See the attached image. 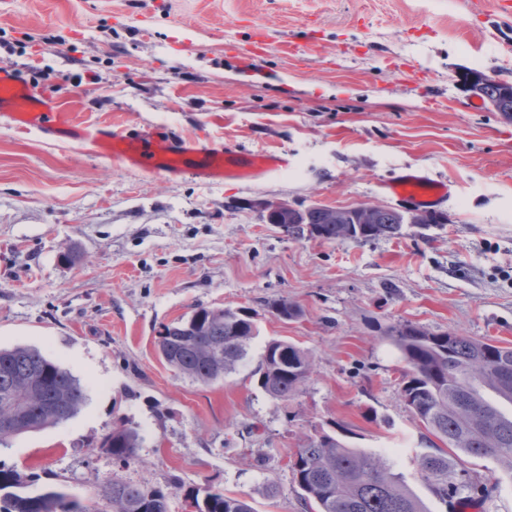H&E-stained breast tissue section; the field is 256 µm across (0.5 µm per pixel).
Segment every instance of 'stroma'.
Wrapping results in <instances>:
<instances>
[{"label": "stroma", "mask_w": 512, "mask_h": 512, "mask_svg": "<svg viewBox=\"0 0 512 512\" xmlns=\"http://www.w3.org/2000/svg\"><path fill=\"white\" fill-rule=\"evenodd\" d=\"M505 3L0 0V68L34 92L79 95L89 122L124 134L160 129L292 160L272 178H169L0 117V347L38 348L87 393L68 420L0 444V468L36 474L31 492L99 507L117 472L177 495L218 489L253 512H303L285 462L325 432L388 452L428 512H446L416 473L431 445L383 334L408 320L512 344V123L462 81L472 70L512 83ZM260 32L267 49L254 61ZM411 171L449 187L432 241L412 224L365 245L297 241L261 209H399L388 185ZM281 298L297 319L271 312ZM199 307L257 313L247 359L208 385L156 350L163 326ZM272 339L313 357L288 403L252 375ZM121 416L143 446L119 471L100 444ZM461 466L484 483L486 512H512V476L496 461Z\"/></svg>", "instance_id": "stroma-1"}]
</instances>
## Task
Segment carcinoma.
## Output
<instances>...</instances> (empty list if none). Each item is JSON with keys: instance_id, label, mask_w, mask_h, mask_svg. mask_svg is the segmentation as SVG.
Instances as JSON below:
<instances>
[{"instance_id": "obj_1", "label": "carcinoma", "mask_w": 512, "mask_h": 512, "mask_svg": "<svg viewBox=\"0 0 512 512\" xmlns=\"http://www.w3.org/2000/svg\"><path fill=\"white\" fill-rule=\"evenodd\" d=\"M483 99L512 107V90L484 77ZM398 212H386L368 226L327 224L313 206L309 223L288 225V236L332 243L349 240L364 245L401 234ZM283 320L299 317L298 307L281 299L271 305ZM186 324H170L158 336L162 361L183 376L209 384L224 379L249 355L257 335L247 307L200 308ZM399 351L400 395L415 419L440 441L434 451L416 458L420 477L449 512H466L484 499L479 478L458 468L461 457L491 458L512 474V417L484 397L483 390L512 403V345L503 347L456 333H435L409 321L385 331ZM309 351L284 340L269 341L254 371L258 384L273 399L300 396L312 374ZM86 400L80 382L68 371L26 345L0 348V442L12 436L56 425L77 412ZM142 438L131 420L105 435L101 448L119 468L138 458ZM287 467L305 512H427L401 473L383 454L367 453L328 434L307 435L288 456ZM14 470L0 469V512H101L59 490L30 495ZM106 512H173L171 493L160 486L113 476L102 488ZM180 512H252L246 500L221 491L191 488L178 503Z\"/></svg>"}]
</instances>
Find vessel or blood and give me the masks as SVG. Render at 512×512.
I'll return each instance as SVG.
<instances>
[{
	"label": "vessel or blood",
	"instance_id": "vessel-or-blood-1",
	"mask_svg": "<svg viewBox=\"0 0 512 512\" xmlns=\"http://www.w3.org/2000/svg\"><path fill=\"white\" fill-rule=\"evenodd\" d=\"M83 102L76 97H45L22 84L19 77L0 69V116L34 128L63 143L82 142L92 152L151 173L172 177L191 174L202 181L270 177L288 170L284 153H252L221 146H202L192 137L157 138L154 134L124 136L111 124H89L82 118ZM400 199L426 208L448 193L444 182L430 183L415 173L402 175L390 184Z\"/></svg>",
	"mask_w": 512,
	"mask_h": 512
}]
</instances>
